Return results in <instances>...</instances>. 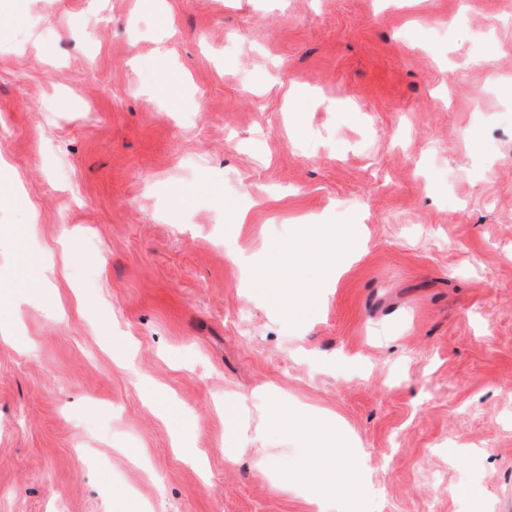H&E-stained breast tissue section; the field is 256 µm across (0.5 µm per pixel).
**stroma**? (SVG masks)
<instances>
[{"label": "stroma", "instance_id": "1", "mask_svg": "<svg viewBox=\"0 0 512 512\" xmlns=\"http://www.w3.org/2000/svg\"><path fill=\"white\" fill-rule=\"evenodd\" d=\"M1 161L0 512H316L274 393L330 512H512V0H0ZM353 235L308 321L244 285ZM265 423L287 431L300 429L301 425L305 424L304 431L311 439L313 448H319V457L324 461L321 486L313 493L318 499L323 500L327 497V489L330 486L343 482L351 483L353 480L348 478L358 474L361 463L356 460L352 446L344 435L336 431L335 438L326 447L314 434L322 432L327 426L333 425V422L309 417L299 419L296 417V411L288 410V404L274 394Z\"/></svg>", "mask_w": 512, "mask_h": 512}]
</instances>
